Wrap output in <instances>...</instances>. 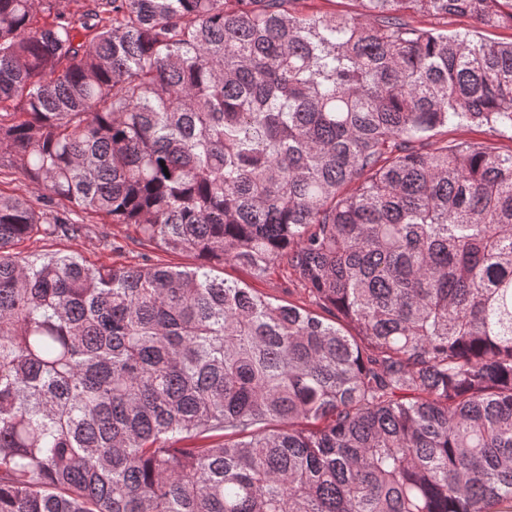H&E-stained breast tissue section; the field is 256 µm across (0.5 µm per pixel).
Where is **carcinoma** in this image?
<instances>
[{
	"mask_svg": "<svg viewBox=\"0 0 512 512\" xmlns=\"http://www.w3.org/2000/svg\"><path fill=\"white\" fill-rule=\"evenodd\" d=\"M299 2L0 0V512H512V0ZM301 9L306 11H332L336 10L339 13L356 14L359 12V4L354 0H333L328 2L326 0H304L300 5ZM511 134H500L489 131L486 126H462L454 127L448 126L447 128L440 129V132L424 145L415 144V149L428 151L429 149L448 144L460 142H483L492 144L499 148L498 150L507 152L512 150ZM104 228L112 235L113 249H104L98 237L91 233L75 239L59 238L54 241H27L20 246V257L34 253H76L89 264L94 265H134L140 262L143 254L149 255L154 262L172 267H191L196 258L189 253L167 252L155 246L142 243L134 225L130 224H94ZM218 271L217 275L224 276L229 281L245 282L250 288H255L265 296L314 308L310 305L307 294L290 281L288 268L284 263L263 278H255L246 270L232 264H224V270L223 267H220Z\"/></svg>",
	"mask_w": 512,
	"mask_h": 512,
	"instance_id": "obj_1",
	"label": "carcinoma"
}]
</instances>
